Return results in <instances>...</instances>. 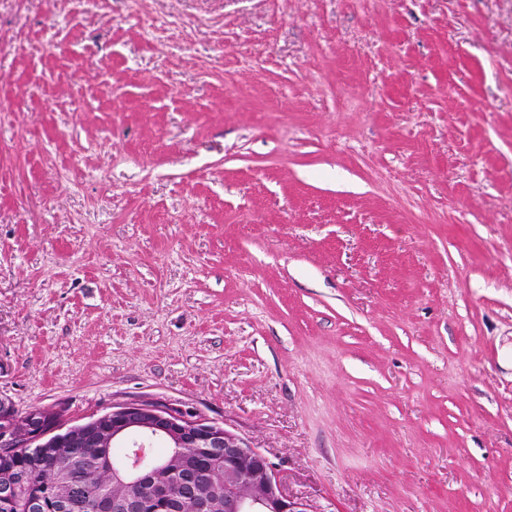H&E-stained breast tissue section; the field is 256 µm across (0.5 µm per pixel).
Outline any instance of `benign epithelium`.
Masks as SVG:
<instances>
[{"instance_id": "7a95c632", "label": "benign epithelium", "mask_w": 512, "mask_h": 512, "mask_svg": "<svg viewBox=\"0 0 512 512\" xmlns=\"http://www.w3.org/2000/svg\"><path fill=\"white\" fill-rule=\"evenodd\" d=\"M170 451L153 456L155 440ZM36 446L50 465L82 448H124L112 461V489L90 500L80 480L67 469L54 471L55 506L62 512H184L192 500L195 512H309L308 504L284 492L275 464L240 434L200 414L158 400H131L88 420L68 425L48 408L18 412L0 398V458ZM183 492L173 495L170 484ZM41 496L20 499L18 479L0 482V512H44Z\"/></svg>"}]
</instances>
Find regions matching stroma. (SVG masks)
I'll return each instance as SVG.
<instances>
[{"label": "stroma", "instance_id": "35a3bbf8", "mask_svg": "<svg viewBox=\"0 0 512 512\" xmlns=\"http://www.w3.org/2000/svg\"><path fill=\"white\" fill-rule=\"evenodd\" d=\"M1 100L0 396L512 512V0H0Z\"/></svg>", "mask_w": 512, "mask_h": 512}]
</instances>
